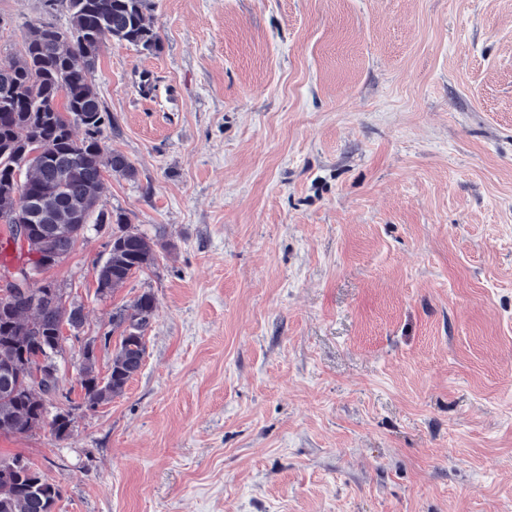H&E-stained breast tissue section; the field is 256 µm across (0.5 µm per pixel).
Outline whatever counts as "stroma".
<instances>
[{
  "label": "stroma",
  "instance_id": "stroma-1",
  "mask_svg": "<svg viewBox=\"0 0 512 512\" xmlns=\"http://www.w3.org/2000/svg\"><path fill=\"white\" fill-rule=\"evenodd\" d=\"M104 38L98 207L162 243L96 295L112 227L37 275L84 307L50 422L0 436L53 512H512V0H151ZM62 0H0V57ZM151 294L124 394L113 305ZM155 311L156 303L150 294L141 295L131 306H117L112 310V333L119 332V343L105 379L96 371L94 349L84 348L80 382L88 410H95L124 394L132 378L131 363L145 356V333Z\"/></svg>",
  "mask_w": 512,
  "mask_h": 512
}]
</instances>
